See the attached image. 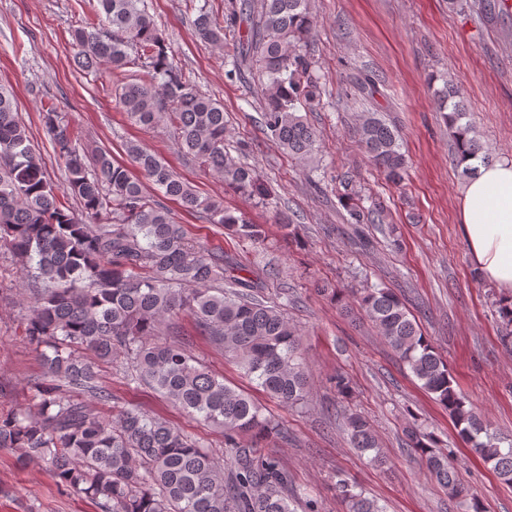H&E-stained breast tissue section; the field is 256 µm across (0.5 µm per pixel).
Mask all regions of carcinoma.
<instances>
[{
  "instance_id": "carcinoma-1",
  "label": "carcinoma",
  "mask_w": 512,
  "mask_h": 512,
  "mask_svg": "<svg viewBox=\"0 0 512 512\" xmlns=\"http://www.w3.org/2000/svg\"><path fill=\"white\" fill-rule=\"evenodd\" d=\"M101 10L71 30L78 66L88 73L118 75L131 65L145 78L116 87L115 105L135 124H168L181 152L224 179V185L270 207L255 170L230 146L224 104L203 93L173 63L169 47L144 0H98ZM249 30L228 0L223 15L198 8L196 36L232 51L225 77L259 69L266 78L261 124L288 155L314 161L316 130L300 107L320 101L318 62L307 49L314 26L311 0H246ZM110 30L100 28V21ZM438 107L452 129L456 164L492 157L470 124L461 94L438 92ZM46 133L65 160L66 191L80 203L76 213L57 199L10 95L0 88V246L31 278L24 336L40 348L43 374L27 406L0 415V449H18L21 459H41L60 490L83 493L98 512H293L288 470L272 456L254 454L243 436L275 437L282 425L266 416L244 390L228 385L196 361L183 341L163 342L161 326L183 312L197 331L234 361L249 380L285 407L303 406L309 388L302 337L281 310L258 299L253 283L230 276L224 255L192 245L167 206L147 193L111 155L80 149L69 122L52 108ZM369 161L395 185L407 175L398 131L364 113L354 128ZM132 164L166 198L243 241L265 239L263 224L204 197L156 154L137 143L127 147ZM339 201L348 224H382L383 206H365L362 188L339 180ZM356 301L398 359L432 398L448 411L461 441L499 479L512 485V435H504L457 390L447 363L422 333L415 317L389 288H363ZM503 341L512 345V300L495 301ZM129 361V382L147 384L188 417L224 431L235 449L231 479L224 465L196 440L162 417L133 406H112V416L94 412L89 396L108 402L112 394L96 381L95 362ZM345 425L353 448L385 463L381 445L364 416L352 410ZM409 448L431 477L464 512H484L460 481L457 457L443 451L433 433L418 424L406 430ZM346 512H385L347 480H336Z\"/></svg>"
}]
</instances>
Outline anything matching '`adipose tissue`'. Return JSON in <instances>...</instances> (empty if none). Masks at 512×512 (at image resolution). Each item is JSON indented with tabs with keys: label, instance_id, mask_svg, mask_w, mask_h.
Segmentation results:
<instances>
[{
	"label": "adipose tissue",
	"instance_id": "ef3b65f1",
	"mask_svg": "<svg viewBox=\"0 0 512 512\" xmlns=\"http://www.w3.org/2000/svg\"><path fill=\"white\" fill-rule=\"evenodd\" d=\"M461 222L481 278L512 295V161L477 165L464 186Z\"/></svg>",
	"mask_w": 512,
	"mask_h": 512
}]
</instances>
